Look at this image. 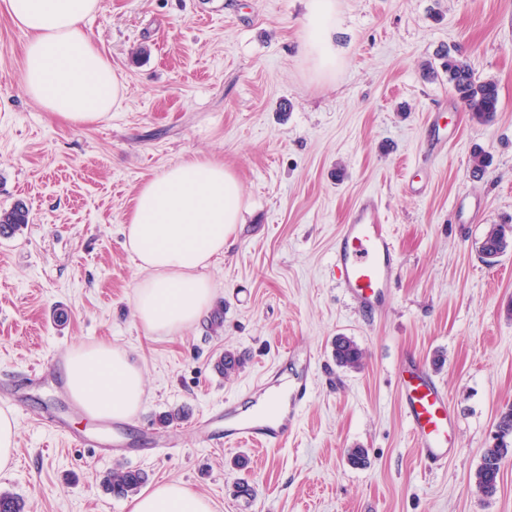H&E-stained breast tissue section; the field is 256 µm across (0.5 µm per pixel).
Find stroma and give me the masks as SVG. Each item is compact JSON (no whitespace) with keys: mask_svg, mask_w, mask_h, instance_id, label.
<instances>
[{"mask_svg":"<svg viewBox=\"0 0 512 512\" xmlns=\"http://www.w3.org/2000/svg\"><path fill=\"white\" fill-rule=\"evenodd\" d=\"M306 0H98L88 30L122 85L111 115L81 126L44 112L22 85L25 34L0 9V210L30 221L0 238V410L22 397L16 462L0 494L25 512H130L102 487L115 466L149 484L175 481L215 512H512V458L498 490L472 481L498 411L512 403V252L489 265L486 229L512 224V0H336L338 61L319 74L302 52ZM459 47L495 81L492 122L472 119L445 74L425 76ZM442 125L446 141L432 147ZM481 147L482 180L469 159ZM221 161L246 212L206 269L214 301L171 336L135 317L143 276L123 228L146 181L189 157ZM375 196L400 256L388 309L368 319L336 285L341 224ZM65 308L67 319L53 313ZM363 349L361 370L337 366L336 336ZM121 346L141 366L145 399L121 431L85 418L51 382L12 380L81 344ZM315 357L313 386L287 444L271 453L206 447L198 417L225 401H257L269 367L294 377L285 349ZM245 356L231 377L225 351ZM426 364L455 410V453L437 470L418 455L396 373ZM50 410L85 444L31 420ZM185 410L186 418L162 423ZM129 455L94 457L101 443ZM159 445L153 456L132 451ZM363 448L351 467L344 452ZM252 484L251 497L237 493Z\"/></svg>","mask_w":512,"mask_h":512,"instance_id":"1","label":"stroma"}]
</instances>
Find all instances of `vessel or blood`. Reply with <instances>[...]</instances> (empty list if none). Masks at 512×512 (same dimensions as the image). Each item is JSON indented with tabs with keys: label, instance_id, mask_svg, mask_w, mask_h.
I'll list each match as a JSON object with an SVG mask.
<instances>
[{
	"label": "vessel or blood",
	"instance_id": "b4317fda",
	"mask_svg": "<svg viewBox=\"0 0 512 512\" xmlns=\"http://www.w3.org/2000/svg\"><path fill=\"white\" fill-rule=\"evenodd\" d=\"M330 267L339 288L363 315L383 313L399 275V257L390 230L381 218L375 200L359 206L347 224L341 225L334 244ZM287 359L300 363L290 400L274 401V416L246 415L232 401L224 404V426H213L212 416L197 420L196 433L206 447H247L268 451L288 442L298 421L299 406L311 382V354L287 352ZM402 405L415 446L429 466H444L454 451L456 425L448 397L424 364L408 361L397 373Z\"/></svg>",
	"mask_w": 512,
	"mask_h": 512
}]
</instances>
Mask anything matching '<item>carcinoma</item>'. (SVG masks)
<instances>
[{
  "instance_id": "cac0c4a2",
  "label": "carcinoma",
  "mask_w": 512,
  "mask_h": 512,
  "mask_svg": "<svg viewBox=\"0 0 512 512\" xmlns=\"http://www.w3.org/2000/svg\"><path fill=\"white\" fill-rule=\"evenodd\" d=\"M442 58L448 85L467 111L481 122L493 120L500 106L497 84L492 80L477 79L466 59L456 52L446 51ZM488 164L485 153L480 149L475 150L470 159L471 177L476 180L483 178ZM27 223L29 209L21 202L8 210L0 211V228L7 227L14 232ZM511 249L512 233H507L502 225H492L480 243L479 254L483 261L491 263ZM334 352L339 366L350 370L362 368L364 351L353 339L347 336L336 337ZM221 363V373L229 377L239 371L242 358L236 352L227 350ZM498 420L508 433L509 440L495 446L487 445L482 453L481 464L473 476L476 486L487 498L496 494L503 462L507 456L512 455V404H507L500 410ZM147 479V474L140 469L118 465L104 476L102 485L113 496L125 497L136 493Z\"/></svg>"
}]
</instances>
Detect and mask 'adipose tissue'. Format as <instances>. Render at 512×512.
Wrapping results in <instances>:
<instances>
[{
  "label": "adipose tissue",
  "mask_w": 512,
  "mask_h": 512,
  "mask_svg": "<svg viewBox=\"0 0 512 512\" xmlns=\"http://www.w3.org/2000/svg\"><path fill=\"white\" fill-rule=\"evenodd\" d=\"M27 36L23 88L44 111L73 124L94 122L121 103L111 62L87 29L97 0H0ZM336 0H307L303 42L321 72L336 66ZM240 184L223 163L189 158L139 189L124 226L125 246L146 276L135 285V314L150 333L169 336L202 320L213 288L204 271L223 256L241 221ZM66 386L83 415L126 421L143 405L141 367L109 343L71 350ZM131 512H214L211 501L176 482L148 489Z\"/></svg>",
  "instance_id": "1"
}]
</instances>
